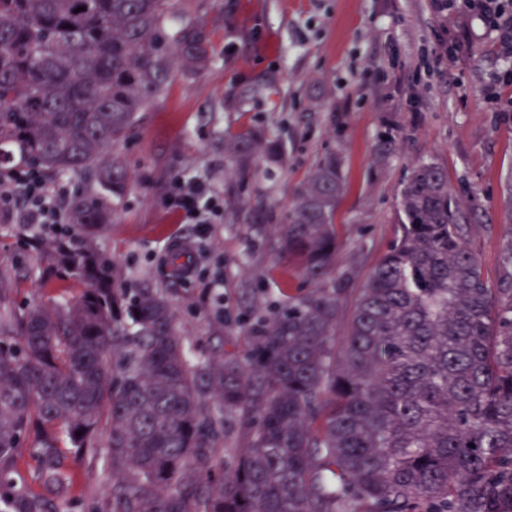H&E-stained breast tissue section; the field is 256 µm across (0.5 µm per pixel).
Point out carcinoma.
Masks as SVG:
<instances>
[{"label":"carcinoma","instance_id":"carcinoma-1","mask_svg":"<svg viewBox=\"0 0 512 512\" xmlns=\"http://www.w3.org/2000/svg\"><path fill=\"white\" fill-rule=\"evenodd\" d=\"M82 11L75 12V9ZM173 0H0V160L47 177L93 178L53 239L45 279L80 301L13 306L0 271V496L31 441L38 480L63 495L74 460L105 439L106 512H512V280L492 288L467 245L475 213L447 168L412 165L401 234L358 289L336 272L341 159L320 158L297 189L275 252L305 292L253 328L245 360L190 361L157 288L120 294L97 249L128 188L105 153L164 97L174 63L198 70L197 25L167 41ZM237 169L281 154L254 128L224 141ZM245 447L216 455L226 422ZM82 432L76 436V432ZM14 512H53L41 494Z\"/></svg>","mask_w":512,"mask_h":512}]
</instances>
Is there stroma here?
<instances>
[{"instance_id":"1","label":"stroma","mask_w":512,"mask_h":512,"mask_svg":"<svg viewBox=\"0 0 512 512\" xmlns=\"http://www.w3.org/2000/svg\"><path fill=\"white\" fill-rule=\"evenodd\" d=\"M170 30L199 24L211 60L199 72L175 67L167 95L140 115L115 147L132 181L97 242L118 289H163L193 358L252 348L258 318L285 306L300 282L278 260L272 232L248 217L279 223L295 190L324 154L342 160L345 189L335 227L337 272L363 286L398 231L410 167L434 159L453 192L477 209L468 238L492 287L512 273V57L480 19L439 0H177ZM259 127L284 146L238 177L226 137ZM391 133L383 160L376 143ZM205 182L224 203L218 223L200 227L165 203L175 177ZM48 236L0 221V268L16 278L24 308L78 300L76 281L40 280ZM193 248V270L171 278L173 250ZM74 483L54 512H96L110 476L102 458L67 462Z\"/></svg>"}]
</instances>
